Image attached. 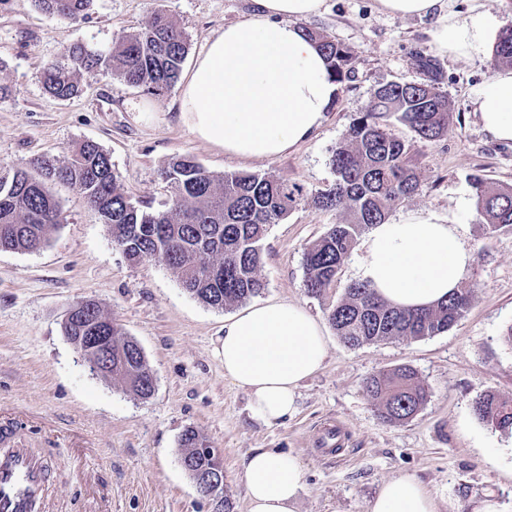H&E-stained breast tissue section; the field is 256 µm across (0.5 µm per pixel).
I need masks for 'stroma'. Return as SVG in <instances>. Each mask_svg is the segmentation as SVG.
<instances>
[{
	"label": "stroma",
	"mask_w": 512,
	"mask_h": 512,
	"mask_svg": "<svg viewBox=\"0 0 512 512\" xmlns=\"http://www.w3.org/2000/svg\"><path fill=\"white\" fill-rule=\"evenodd\" d=\"M164 10L188 36L190 54L224 26L253 17L254 0H93L87 20L73 23L38 10L32 0L0 5V164L49 154L66 158L84 140L110 155L133 200L161 208L170 196L159 171L189 153L212 175L253 172L298 186L297 205L270 225L261 242L260 300L295 302L320 322L357 282L347 259L322 296L304 289L305 247L341 215L311 199L336 181L331 155L374 91L391 82L423 79L415 55L434 53L436 17H399L378 0H326L304 20L354 56L349 79L338 86L322 126L294 150L271 160L245 161L197 139L180 118L178 87L148 98L103 71L82 73L77 97L45 94L41 71L61 62L80 42L104 50L143 28ZM443 87L453 109L447 133L420 139L409 127L389 128L410 147L421 187L391 213L448 212L470 195L479 175L493 188L512 187V142L484 132L470 101L473 87L497 70L492 56L440 58ZM155 110L139 112L144 101ZM51 191L65 220L49 242L32 252L0 251V410L33 421L35 447L44 449L54 475L52 512H87L93 476L111 484L112 512H211L180 465V439L197 430L224 458V493L231 512H248L242 470L260 448L287 452L304 477L298 512H369L382 485L415 476L436 498L438 512H474L490 500L512 512V434L492 428L472 411L486 393L512 398V230L486 234L476 210L463 215L460 232L474 250L462 282L471 303L448 332L395 339L351 349L327 327L323 368L305 379L296 410L284 422L255 419L248 393L224 376V322L242 305L224 309L188 294L165 265L130 263L107 224L76 191ZM91 298L141 347L154 377L150 398L126 392L119 381L92 374L62 331L66 310ZM407 365L428 391L425 404L401 424L384 422L365 390L372 375ZM336 427L343 450L323 453L318 439Z\"/></svg>",
	"instance_id": "1"
}]
</instances>
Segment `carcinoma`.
Segmentation results:
<instances>
[{
    "label": "carcinoma",
    "instance_id": "cac0c4a2",
    "mask_svg": "<svg viewBox=\"0 0 512 512\" xmlns=\"http://www.w3.org/2000/svg\"><path fill=\"white\" fill-rule=\"evenodd\" d=\"M45 13L79 22L89 17L92 0H34ZM328 61L330 76L341 83L351 72L353 56L328 36L307 31ZM186 33L164 11H156L141 30L127 35L106 51L82 44L67 50L66 59L40 75L45 92L55 99L79 93L84 71L105 70L127 85L159 95L178 80L187 57ZM498 66H512V29L503 30L493 51ZM424 79L380 86L365 111L359 113L346 137L332 151L336 182L318 193L321 209L342 211L348 219L334 224L304 251L307 293L320 296L335 282L358 238L388 219L402 200L419 191V178L409 163L405 141L388 129V120L409 127L419 138L435 140L448 131L452 109L443 89V74L430 55L417 53ZM171 189L163 210L141 205L124 191L110 155L97 143L77 145L68 160L40 155L19 165H0V250L33 251L49 241L64 217L50 185L78 190L110 225L112 241L131 261L153 259L177 276L182 287L200 302L223 309L258 295L265 284L259 275L260 242L270 224L282 220L297 203L299 190L288 182L255 173L220 178L206 171L187 153L173 158L160 173ZM475 209L492 234L512 229V188L489 190L486 180H470ZM469 292L459 289L448 300L420 310L394 307L363 283L351 285L328 313L336 336L347 347L391 339H419L449 331L467 311ZM95 321L111 337L105 346L112 378L141 398L150 396L151 371L138 343L124 336L115 319L95 309ZM369 397L390 424L413 417L428 394L416 371L401 366L371 376ZM478 419L512 432V400L487 393L473 403ZM207 441L194 429L181 437V454L194 460L193 471H207L213 459L202 452Z\"/></svg>",
    "mask_w": 512,
    "mask_h": 512
}]
</instances>
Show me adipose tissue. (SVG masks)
<instances>
[{
  "label": "adipose tissue",
  "mask_w": 512,
  "mask_h": 512,
  "mask_svg": "<svg viewBox=\"0 0 512 512\" xmlns=\"http://www.w3.org/2000/svg\"><path fill=\"white\" fill-rule=\"evenodd\" d=\"M326 0H257L251 19L230 24L206 41L180 83V119L201 141L224 154L261 160L280 157L322 125L338 86L300 23L320 14ZM384 12L437 16V53L485 56L500 30L479 11L463 19L448 0H378ZM471 103L483 129L512 141V69L496 71L473 89ZM470 207L415 211L374 225L357 258V273L378 295L404 308L447 299L474 261L459 234ZM224 375L248 392L254 417L281 422L296 407L301 382L327 356L323 327L305 307L284 301L255 304L224 323ZM243 482L249 512H297L302 472L290 454L258 450L246 460ZM370 512H437L433 495L406 475L383 484Z\"/></svg>",
  "instance_id": "ef3b65f1"
}]
</instances>
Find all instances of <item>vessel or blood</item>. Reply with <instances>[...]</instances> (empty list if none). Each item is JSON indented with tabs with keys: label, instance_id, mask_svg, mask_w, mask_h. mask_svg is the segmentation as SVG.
I'll list each match as a JSON object with an SVG mask.
<instances>
[{
	"label": "vessel or blood",
	"instance_id": "vessel-or-blood-1",
	"mask_svg": "<svg viewBox=\"0 0 512 512\" xmlns=\"http://www.w3.org/2000/svg\"><path fill=\"white\" fill-rule=\"evenodd\" d=\"M26 429L23 421L0 419V512H45L53 474Z\"/></svg>",
	"mask_w": 512,
	"mask_h": 512
}]
</instances>
